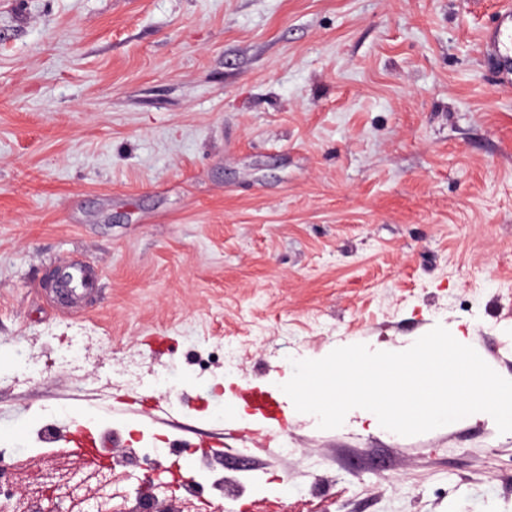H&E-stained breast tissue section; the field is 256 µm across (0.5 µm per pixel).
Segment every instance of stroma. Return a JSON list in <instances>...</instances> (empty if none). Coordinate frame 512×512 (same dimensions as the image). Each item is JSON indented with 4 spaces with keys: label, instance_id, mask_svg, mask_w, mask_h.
Returning <instances> with one entry per match:
<instances>
[{
    "label": "stroma",
    "instance_id": "1",
    "mask_svg": "<svg viewBox=\"0 0 512 512\" xmlns=\"http://www.w3.org/2000/svg\"><path fill=\"white\" fill-rule=\"evenodd\" d=\"M500 0H0V444L207 461L250 512H512V432L322 429L293 360L435 325L512 377ZM95 272L78 305L46 283ZM170 370L156 389L155 373ZM57 443L34 452L38 424Z\"/></svg>",
    "mask_w": 512,
    "mask_h": 512
}]
</instances>
